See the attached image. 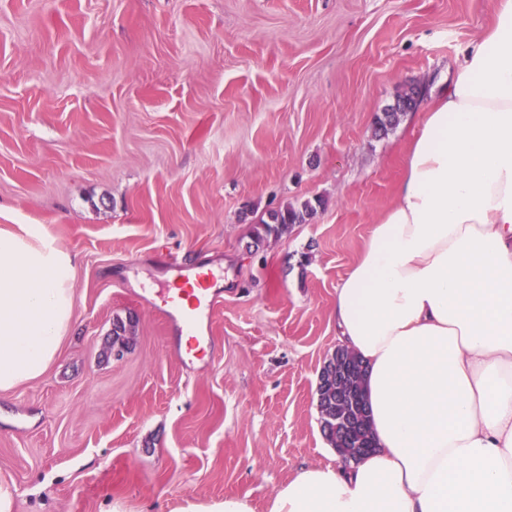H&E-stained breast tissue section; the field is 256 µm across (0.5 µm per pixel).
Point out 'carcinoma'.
<instances>
[{"label": "carcinoma", "instance_id": "cac0c4a2", "mask_svg": "<svg viewBox=\"0 0 512 512\" xmlns=\"http://www.w3.org/2000/svg\"><path fill=\"white\" fill-rule=\"evenodd\" d=\"M415 105L412 96L405 94L399 96L398 110L385 113L383 120L378 122L377 131L385 134L399 121L401 113ZM316 207L309 201L299 206L287 204L283 208L268 215L267 220L255 225L252 232L254 243L259 244L271 235L281 236L288 233L294 224H302L310 218ZM341 362L346 365L348 372L341 377L339 383L330 385L320 395L318 400L321 429L330 445L334 448H375L373 435L369 424V407L363 387V378L366 372L361 358L352 355V358L342 357ZM332 417H345L349 424V433L327 425L324 415Z\"/></svg>", "mask_w": 512, "mask_h": 512}]
</instances>
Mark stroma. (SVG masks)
<instances>
[{
    "label": "stroma",
    "instance_id": "1",
    "mask_svg": "<svg viewBox=\"0 0 512 512\" xmlns=\"http://www.w3.org/2000/svg\"><path fill=\"white\" fill-rule=\"evenodd\" d=\"M499 0H0V227L77 257L58 359L0 393L13 512H267L326 462L335 289ZM416 107L387 135L400 95ZM321 208L252 244L285 203ZM222 282L185 366L170 258ZM130 322L114 354L112 328ZM185 512H254V510L248 498L231 496L209 505H194Z\"/></svg>",
    "mask_w": 512,
    "mask_h": 512
}]
</instances>
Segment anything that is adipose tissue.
Returning a JSON list of instances; mask_svg holds the SVG:
<instances>
[{"instance_id": "adipose-tissue-1", "label": "adipose tissue", "mask_w": 512, "mask_h": 512, "mask_svg": "<svg viewBox=\"0 0 512 512\" xmlns=\"http://www.w3.org/2000/svg\"><path fill=\"white\" fill-rule=\"evenodd\" d=\"M75 266L41 225L0 229V392L59 356ZM333 318L375 447L299 470L269 512H512V0L424 112Z\"/></svg>"}]
</instances>
